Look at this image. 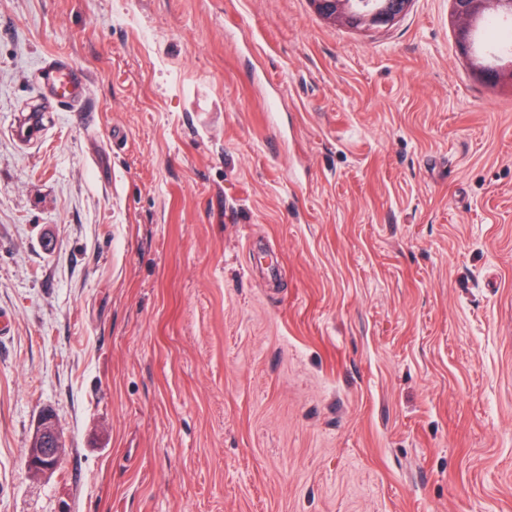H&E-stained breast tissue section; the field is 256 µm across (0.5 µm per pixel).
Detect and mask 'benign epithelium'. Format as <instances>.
<instances>
[{
	"label": "benign epithelium",
	"instance_id": "1",
	"mask_svg": "<svg viewBox=\"0 0 512 512\" xmlns=\"http://www.w3.org/2000/svg\"><path fill=\"white\" fill-rule=\"evenodd\" d=\"M314 9L332 24L354 29L390 25L408 9L411 0H311ZM460 46H470L473 24L487 14L512 12V0H452ZM480 75L491 81L512 82V64L501 71L490 65L477 64ZM50 413H42L26 453L27 469L35 475L56 470L61 461L63 444L56 425L49 423Z\"/></svg>",
	"mask_w": 512,
	"mask_h": 512
}]
</instances>
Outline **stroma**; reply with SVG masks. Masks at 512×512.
I'll use <instances>...</instances> for the list:
<instances>
[{"label": "stroma", "mask_w": 512, "mask_h": 512, "mask_svg": "<svg viewBox=\"0 0 512 512\" xmlns=\"http://www.w3.org/2000/svg\"><path fill=\"white\" fill-rule=\"evenodd\" d=\"M0 318V512H512V83L450 0H0ZM314 9L332 24L354 29L390 25L408 9L411 0H311ZM37 82L48 96L67 107L81 126L94 125V114L85 108L87 76L82 68L66 58L51 57L38 68ZM10 132L16 141L30 144L40 139L44 135L45 129L39 114L30 112L15 120L10 127ZM50 413H42L37 421L36 432L26 453L27 469L34 475L56 470L61 461L63 444L56 424H50Z\"/></svg>", "instance_id": "35a3bbf8"}]
</instances>
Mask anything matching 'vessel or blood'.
Segmentation results:
<instances>
[{
	"label": "vessel or blood",
	"instance_id": "b4317fda",
	"mask_svg": "<svg viewBox=\"0 0 512 512\" xmlns=\"http://www.w3.org/2000/svg\"><path fill=\"white\" fill-rule=\"evenodd\" d=\"M37 82L48 96L67 107L81 126H93L95 117L85 107L87 76L82 68L66 58L51 57L38 68ZM10 132L16 141L29 144L40 139L45 130L39 114L31 112L15 120Z\"/></svg>",
	"mask_w": 512,
	"mask_h": 512
}]
</instances>
